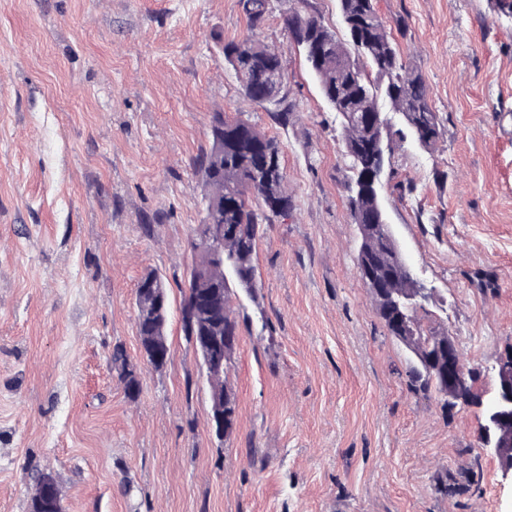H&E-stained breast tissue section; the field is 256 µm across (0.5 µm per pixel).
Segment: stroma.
Listing matches in <instances>:
<instances>
[{
	"label": "stroma",
	"instance_id": "stroma-1",
	"mask_svg": "<svg viewBox=\"0 0 512 512\" xmlns=\"http://www.w3.org/2000/svg\"><path fill=\"white\" fill-rule=\"evenodd\" d=\"M293 6L274 0L259 32L283 55V125L224 61L249 33L239 0H0V512H29L42 471L64 512H512L481 410L412 389L360 276L341 117L289 42ZM376 8L442 127L386 158L381 203L428 292L423 328L486 386L512 350V18L491 0ZM218 112L279 142L293 204L258 242L257 300H231L221 442L180 316L204 216L191 160ZM149 271L169 302L159 371L137 330ZM111 359L112 368L117 371L127 393L132 396L138 395L141 388L140 380L135 369L130 365L124 350L119 346L114 347Z\"/></svg>",
	"mask_w": 512,
	"mask_h": 512
}]
</instances>
